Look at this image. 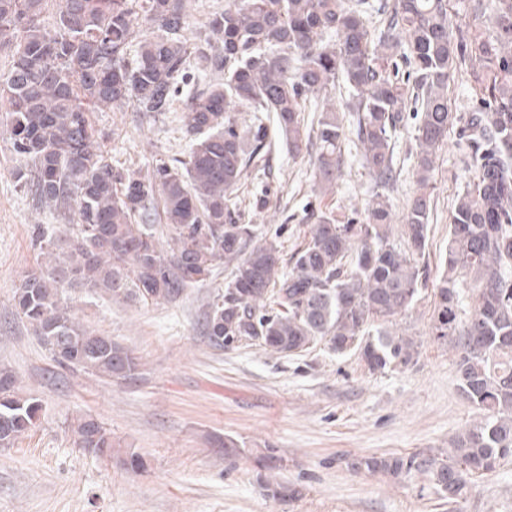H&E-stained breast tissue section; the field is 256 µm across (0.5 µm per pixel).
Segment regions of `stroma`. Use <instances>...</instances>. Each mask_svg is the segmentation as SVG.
I'll list each match as a JSON object with an SVG mask.
<instances>
[{
    "instance_id": "1",
    "label": "stroma",
    "mask_w": 512,
    "mask_h": 512,
    "mask_svg": "<svg viewBox=\"0 0 512 512\" xmlns=\"http://www.w3.org/2000/svg\"><path fill=\"white\" fill-rule=\"evenodd\" d=\"M217 80L192 61L170 111L146 115L129 101L92 112L113 167L146 175L160 162L186 159L185 102ZM235 116L242 126L259 123L266 130L265 155L235 190L244 221L275 238L284 256L303 241L313 208L342 221L365 212L376 184L353 143L344 145L341 177L324 189L312 156H289L272 113L239 106ZM404 125L388 192L397 235L417 190L413 119ZM19 164L0 132V368L12 371L21 392L40 404L32 429L13 447L0 448V512H512V457L455 502L424 477L394 479L355 466L366 455L448 447L480 419L458 389L455 351L429 337V286L392 325L417 346L402 368L372 373L358 355L338 356L320 345L294 358L256 346L212 349L206 316L230 278L221 264L172 304H116L69 290L76 317L122 343L141 366L125 381L59 367L17 315L12 297L41 260L36 233L58 238L67 219L34 206L13 175ZM471 180L459 128L450 126L431 179L424 258L430 282L442 272L455 199ZM88 416L111 432L113 460L77 446L71 426ZM216 436L233 438L240 455L225 456L212 443ZM269 449L284 460L278 481L301 487L299 498L281 500L266 489L253 459ZM132 452L144 462L140 471L121 463Z\"/></svg>"
}]
</instances>
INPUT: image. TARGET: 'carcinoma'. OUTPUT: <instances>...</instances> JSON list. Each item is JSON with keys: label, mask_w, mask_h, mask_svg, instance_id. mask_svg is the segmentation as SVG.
Masks as SVG:
<instances>
[{"label": "carcinoma", "mask_w": 512, "mask_h": 512, "mask_svg": "<svg viewBox=\"0 0 512 512\" xmlns=\"http://www.w3.org/2000/svg\"><path fill=\"white\" fill-rule=\"evenodd\" d=\"M0 0V49L12 64L0 74V106L14 170L36 207L67 214L68 233L35 244L51 257L23 277L16 313L33 327L59 366L109 379L140 368L133 353L90 330L64 294L88 288L113 301H178L207 280L217 262L231 267L224 293L206 318L216 350L250 343L280 356L322 344L355 353L371 372L405 367L417 354L408 336L384 328L427 285L420 265L428 241L431 173L448 127L461 123L472 184L451 215L445 269L434 284L430 334L458 353V387L482 418L448 449L407 456H364L357 468L394 478L423 475L450 499L471 479L512 457V0L478 2L491 27L453 35L446 0H393L372 27L369 0H231L209 21L205 37H186V0ZM132 65L125 55L134 28ZM224 74L187 103L188 159L161 163L142 176L107 163L91 108L133 100L139 112L170 109L189 56ZM468 58L473 112L448 111V79L457 56ZM408 67L400 76V65ZM343 82L357 100L354 135L375 192L363 220L315 214L304 243L285 262L279 246L241 222L234 197L244 168L266 147L265 130L242 128L230 104L272 112L288 153L308 152L301 102ZM413 109L418 189L408 201L401 241L391 238L393 140L403 112ZM343 119L320 112L314 160L319 185L336 183ZM160 200L167 248L144 223ZM38 402L18 393L0 369V447L10 448L35 424ZM76 443L112 456V433L94 418L72 428Z\"/></svg>", "instance_id": "carcinoma-1"}]
</instances>
